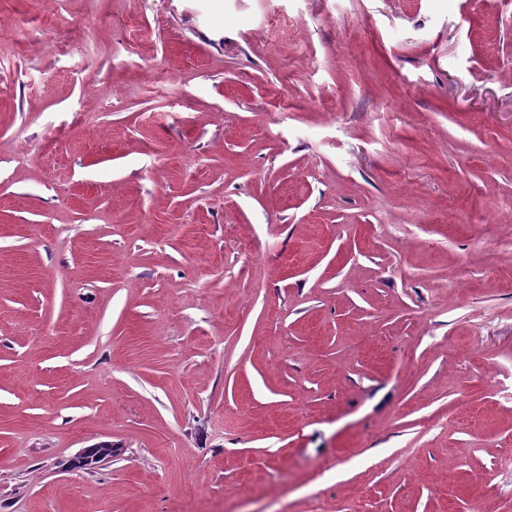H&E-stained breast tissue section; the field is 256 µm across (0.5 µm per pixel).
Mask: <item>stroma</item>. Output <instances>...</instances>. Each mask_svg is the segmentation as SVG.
I'll return each mask as SVG.
<instances>
[{"label": "stroma", "mask_w": 512, "mask_h": 512, "mask_svg": "<svg viewBox=\"0 0 512 512\" xmlns=\"http://www.w3.org/2000/svg\"><path fill=\"white\" fill-rule=\"evenodd\" d=\"M0 512H512V0H0Z\"/></svg>", "instance_id": "obj_1"}]
</instances>
